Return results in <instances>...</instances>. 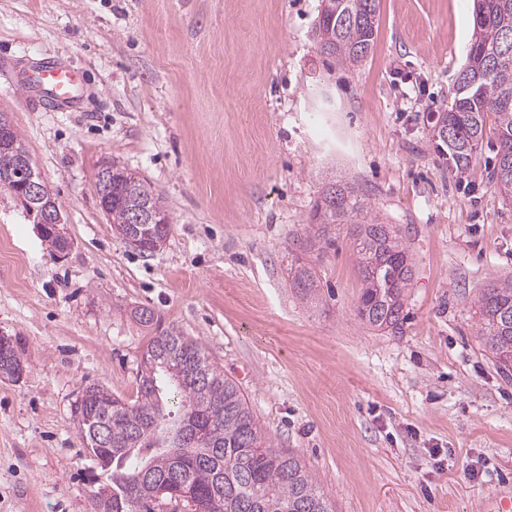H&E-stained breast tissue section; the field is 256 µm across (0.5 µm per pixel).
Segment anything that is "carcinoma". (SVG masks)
Returning a JSON list of instances; mask_svg holds the SVG:
<instances>
[{
  "mask_svg": "<svg viewBox=\"0 0 512 512\" xmlns=\"http://www.w3.org/2000/svg\"><path fill=\"white\" fill-rule=\"evenodd\" d=\"M319 11L320 53L348 66L361 63L378 28L379 0H329ZM493 122L497 153L490 182L512 201V0H474V31L451 106L436 122L448 173L461 175ZM0 164L31 160L16 129L6 134ZM161 224H134L145 208ZM115 231L138 237L152 254L167 239L165 201L135 174L112 166L107 207ZM309 246L334 244L333 227L353 226L362 293L358 316L380 330L402 323L405 288L413 265L399 231L371 215L348 181L330 184L317 201ZM313 267L300 265L293 286L317 288ZM478 333L499 367L512 366V279L496 280L477 297ZM22 370L10 348L0 376ZM137 396L127 402L99 385L85 387L74 417L89 455L108 480L94 494L95 512H155L161 503L185 512H334L330 498L301 459L273 448L247 398L210 361L203 347L177 328L156 329L142 354Z\"/></svg>",
  "mask_w": 512,
  "mask_h": 512,
  "instance_id": "cac0c4a2",
  "label": "carcinoma"
}]
</instances>
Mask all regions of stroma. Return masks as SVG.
<instances>
[{
  "mask_svg": "<svg viewBox=\"0 0 512 512\" xmlns=\"http://www.w3.org/2000/svg\"><path fill=\"white\" fill-rule=\"evenodd\" d=\"M321 0H0V113L22 136L72 241L52 256L0 189V512H94L98 472L74 421L83 388L136 397L152 328L176 326L233 380L274 447L299 455L336 512H503L512 502V370L475 299L512 276V204L489 172L494 129L462 177L432 117L448 107L473 0H379L369 55L321 54ZM80 68L82 109L16 88L27 58ZM166 201L141 254L98 204L104 160ZM349 179L413 258L401 330L357 315L353 238L306 249L324 187ZM319 288L303 298L297 266ZM0 351L6 352L11 346V340L6 335L0 334ZM22 370L21 359L14 346L10 347L9 352L5 356L0 354V376L9 377L16 376Z\"/></svg>",
  "mask_w": 512,
  "mask_h": 512,
  "instance_id": "stroma-1",
  "label": "stroma"
}]
</instances>
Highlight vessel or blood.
Segmentation results:
<instances>
[{
  "label": "vessel or blood",
  "instance_id": "vessel-or-blood-1",
  "mask_svg": "<svg viewBox=\"0 0 512 512\" xmlns=\"http://www.w3.org/2000/svg\"><path fill=\"white\" fill-rule=\"evenodd\" d=\"M16 86L25 97L40 100L61 112L77 107L85 98L83 72L50 58L30 59Z\"/></svg>",
  "mask_w": 512,
  "mask_h": 512
}]
</instances>
